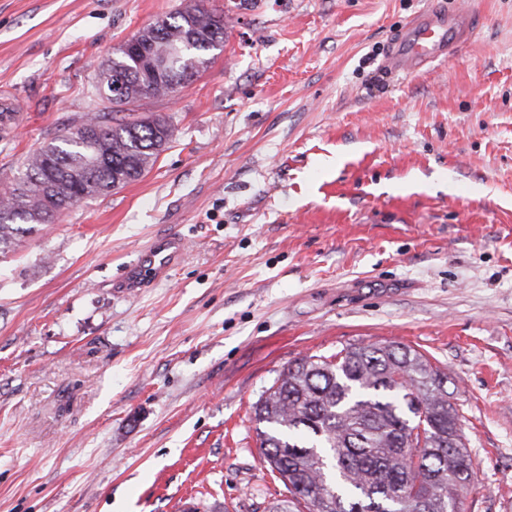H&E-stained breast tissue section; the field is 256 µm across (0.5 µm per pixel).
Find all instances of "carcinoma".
<instances>
[{
	"label": "carcinoma",
	"instance_id": "obj_1",
	"mask_svg": "<svg viewBox=\"0 0 512 512\" xmlns=\"http://www.w3.org/2000/svg\"><path fill=\"white\" fill-rule=\"evenodd\" d=\"M227 25L198 6L156 20L138 41L142 63L124 42L98 68L100 99L120 108L173 94L223 50ZM156 54L175 58L168 72H151ZM172 136L160 119L88 116L26 158L0 200V246L53 223L67 199H96L138 178ZM254 419L264 458L292 496L272 512H292L295 502L308 512H459L473 482L448 377L408 347L353 344L300 358L263 392Z\"/></svg>",
	"mask_w": 512,
	"mask_h": 512
}]
</instances>
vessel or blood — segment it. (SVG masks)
<instances>
[{"label":"vessel or blood","instance_id":"obj_1","mask_svg":"<svg viewBox=\"0 0 512 512\" xmlns=\"http://www.w3.org/2000/svg\"><path fill=\"white\" fill-rule=\"evenodd\" d=\"M474 33V17L464 6H446L444 0L416 16L392 38L384 67L393 75L410 76L425 63L451 58ZM185 250L184 240L168 234L155 240L130 266L120 281L128 294L166 275Z\"/></svg>","mask_w":512,"mask_h":512}]
</instances>
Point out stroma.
<instances>
[{"label": "stroma", "instance_id": "1", "mask_svg": "<svg viewBox=\"0 0 512 512\" xmlns=\"http://www.w3.org/2000/svg\"><path fill=\"white\" fill-rule=\"evenodd\" d=\"M471 43L386 75L428 0H0V190L104 108L96 69L158 18L229 15L224 50L135 104L154 166L0 257V512H267L288 491L253 406L288 362L394 342L448 377L474 481L512 512V0ZM186 248L114 284L157 235Z\"/></svg>", "mask_w": 512, "mask_h": 512}]
</instances>
